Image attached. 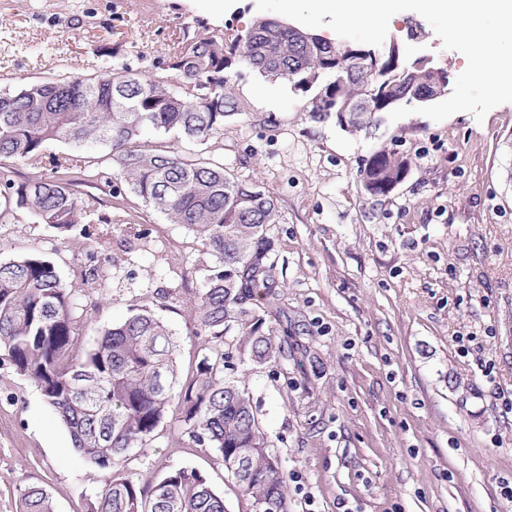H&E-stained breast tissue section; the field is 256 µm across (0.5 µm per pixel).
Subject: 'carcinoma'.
<instances>
[{
    "label": "carcinoma",
    "instance_id": "1",
    "mask_svg": "<svg viewBox=\"0 0 512 512\" xmlns=\"http://www.w3.org/2000/svg\"><path fill=\"white\" fill-rule=\"evenodd\" d=\"M236 57L265 78L304 79V91L335 97L352 112L427 103L448 72L437 63L396 66L381 48L334 44L260 17L230 46L222 34L184 30L167 63L170 76L106 70L0 94V157L41 168L50 141L105 145L126 187L186 227L215 258L203 266L193 305L201 356L180 387L177 337L150 306L83 349L71 291L54 264L38 253L0 261V358L40 391L73 446L106 471L87 512H225L224 497L194 468L170 470L147 486L125 475L130 454L145 451L173 411L195 446L214 449L226 465L246 461L236 484L252 506L271 498L289 512L283 472L250 398L224 376V334L232 328L240 357L265 364L282 353L253 307L258 297H277L267 226L279 223L280 211L262 190L224 173V164L184 156L169 144H205L224 129L225 70ZM407 169L404 158L384 149L369 158L364 174L384 195ZM102 174L80 159L54 157L48 172L28 182L0 174V199L61 233L82 219L110 224L97 198L79 191ZM19 512H54L53 499L46 488L28 486Z\"/></svg>",
    "mask_w": 512,
    "mask_h": 512
}]
</instances>
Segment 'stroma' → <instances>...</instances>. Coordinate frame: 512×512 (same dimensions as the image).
Returning a JSON list of instances; mask_svg holds the SVG:
<instances>
[{
    "instance_id": "35a3bbf8",
    "label": "stroma",
    "mask_w": 512,
    "mask_h": 512,
    "mask_svg": "<svg viewBox=\"0 0 512 512\" xmlns=\"http://www.w3.org/2000/svg\"><path fill=\"white\" fill-rule=\"evenodd\" d=\"M257 0H0V93L29 81L103 70L162 74L184 28L226 39L259 17ZM403 12L388 30L404 61L426 50L451 77L465 57L433 29L407 40ZM235 111L208 148L225 173L274 200L278 281L257 302L283 347L274 362H241L234 333L225 371L247 392L278 456L290 512H512V102L483 121L412 114L311 112L312 93L227 69ZM386 149L408 163L390 193L370 194L363 170ZM111 225L65 235L32 213L0 223V260L36 252L72 288L84 345L150 305L179 340V380L196 362L190 304L209 262L201 242L132 193L92 190ZM468 352H461V345ZM201 471L226 512H251L209 448L169 417L129 475L148 484L170 469ZM104 473L73 447L37 389L0 364V512H18L25 487L50 492L56 512H85Z\"/></svg>"
}]
</instances>
